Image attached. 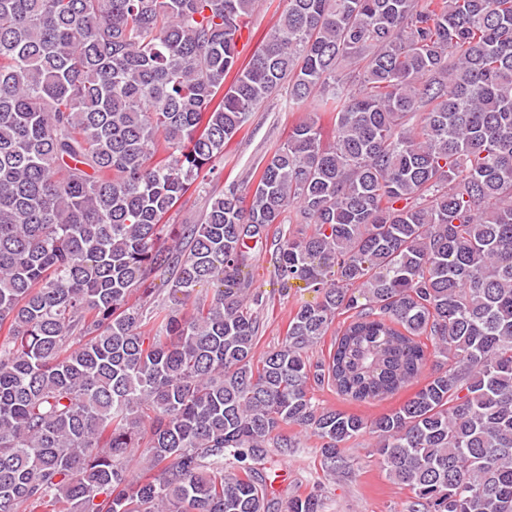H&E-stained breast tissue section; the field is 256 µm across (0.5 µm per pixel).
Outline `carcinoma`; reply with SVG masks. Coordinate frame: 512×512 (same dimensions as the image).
Instances as JSON below:
<instances>
[{
  "instance_id": "obj_1",
  "label": "carcinoma",
  "mask_w": 512,
  "mask_h": 512,
  "mask_svg": "<svg viewBox=\"0 0 512 512\" xmlns=\"http://www.w3.org/2000/svg\"><path fill=\"white\" fill-rule=\"evenodd\" d=\"M256 2L0 0V512H322L257 468L292 429L330 473L374 434L402 512H512V0H288L243 61ZM282 88L312 115L159 246ZM289 211L276 275L319 300L257 360L245 269ZM429 361L371 419L315 397Z\"/></svg>"
}]
</instances>
